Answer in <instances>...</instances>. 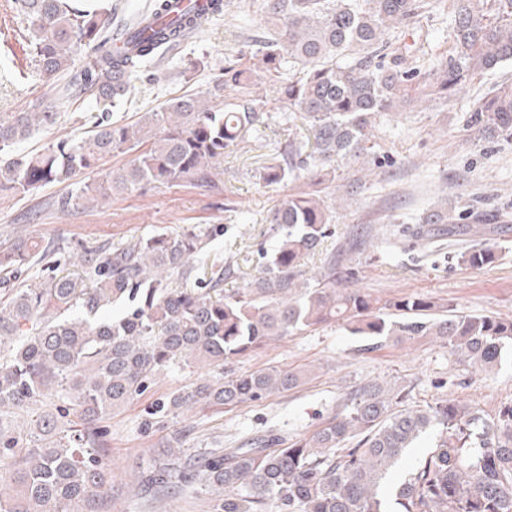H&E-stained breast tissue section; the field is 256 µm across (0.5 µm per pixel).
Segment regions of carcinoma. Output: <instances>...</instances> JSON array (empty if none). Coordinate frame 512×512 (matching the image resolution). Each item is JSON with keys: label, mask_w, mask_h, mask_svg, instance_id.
<instances>
[{"label": "carcinoma", "mask_w": 512, "mask_h": 512, "mask_svg": "<svg viewBox=\"0 0 512 512\" xmlns=\"http://www.w3.org/2000/svg\"><path fill=\"white\" fill-rule=\"evenodd\" d=\"M33 33L40 74H70L75 98L110 102L140 79L149 64L207 18L179 14L164 25L154 15L173 9L156 0L133 25L116 22V8L87 9L72 0H14ZM451 52L432 61L433 82L419 89L448 99L477 75L512 59V0H450ZM423 8L421 0H259L261 33L254 50L224 57V80L207 96L170 99L132 123L107 115L89 135L60 138L42 150L2 158L40 127L57 123L55 106L37 100L23 112L0 114V192L27 193L49 184L73 185L82 171L117 153L137 155L109 174L122 193L154 183L211 182L224 153L265 135L269 84L286 112L288 141L264 160L268 185L304 181L274 209L277 244L259 251L257 276L224 291L231 262L201 260L224 234L212 225L158 233L115 247L85 250L83 274L54 276L34 287L21 267L51 255L50 246L19 237L0 250V512H100L111 486L104 435L97 423L141 396L173 366L212 370L247 356L290 332L340 324L366 341L365 350L419 336H436L453 354L484 371L512 347V319L466 314L405 296L385 303L359 288L336 287V260L324 279L303 278L304 259L327 238L336 208L321 196L334 180L330 162L367 152L376 121L396 114L419 75L409 45L389 34ZM80 69L69 73L79 46ZM235 101L212 103L226 89ZM303 114L310 135L291 126ZM486 138L512 135V85L487 95L471 115ZM495 249L461 256L472 269L492 265ZM182 284L173 288L167 277ZM305 370L266 367L164 395L148 418L177 416L199 404L222 411L291 390ZM434 448L395 486L382 487L408 448L429 429ZM182 437L165 439L138 477L137 494L158 499L195 484L215 494L214 512H512V405L493 417L451 399L407 404L399 387L369 383L350 393L343 410L310 437L291 443L258 439L185 457Z\"/></svg>", "instance_id": "cac0c4a2"}]
</instances>
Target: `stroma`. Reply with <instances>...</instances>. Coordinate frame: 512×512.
<instances>
[{
	"mask_svg": "<svg viewBox=\"0 0 512 512\" xmlns=\"http://www.w3.org/2000/svg\"><path fill=\"white\" fill-rule=\"evenodd\" d=\"M252 0H231L226 15L180 45L168 59L152 65L155 81L137 83L114 103L80 101L59 109L54 127L36 130L17 144L15 153H34L59 138L86 137L85 124L73 113L109 111L113 120L131 123L140 113L160 110L184 94H205L223 79L224 56L246 49L258 32ZM415 43L418 83L432 79L431 58L452 46L450 9L436 4L398 35ZM191 58L205 62L191 76L182 73ZM512 83V62L478 75L447 100L412 102L392 119L377 121L367 155L340 167L328 190L341 202L348 186L357 194L353 206L339 207L332 235L303 265L305 278L326 269L330 253H344L354 276L350 287L387 301L404 296L428 297L466 313L512 318V135L484 140L470 125L479 102L494 88ZM60 79L45 80L38 71L28 23L11 0H0V114L20 112L40 98L54 102ZM265 145L245 142L224 156L211 183L180 182L122 194L109 193L97 207L63 205L69 190L50 184L25 194L0 193V248L23 236L50 242L72 272L70 257L104 244L118 245L160 231L220 224L222 236L209 245L210 257H232L241 266L225 278V288H241L257 273L258 247H272L271 211L288 193L287 186L263 184L256 160L275 153L288 138L283 112L269 109ZM446 209L457 223L481 217V237L448 236L445 225H425L432 211ZM497 246L495 264L471 269L459 257L477 242ZM363 340L341 325L292 332L268 342L251 355L226 363L225 374L274 366L306 368L303 385L261 401H248L215 415L196 410L178 417L148 419L147 410L166 393L190 390L216 371L199 366L174 368L152 382L143 395L103 420L109 445L112 496L101 512H213V495L200 486L172 498L143 501L134 491L138 474L151 462L160 443L176 429L185 430L184 454L202 456L214 448H235L269 435L286 440L310 437L334 416L347 395L367 382L406 387L413 405L454 399L495 415L512 404V353L499 368L478 371L451 355L438 339L422 336L384 344L366 352Z\"/></svg>",
	"mask_w": 512,
	"mask_h": 512,
	"instance_id": "obj_1",
	"label": "stroma"
}]
</instances>
